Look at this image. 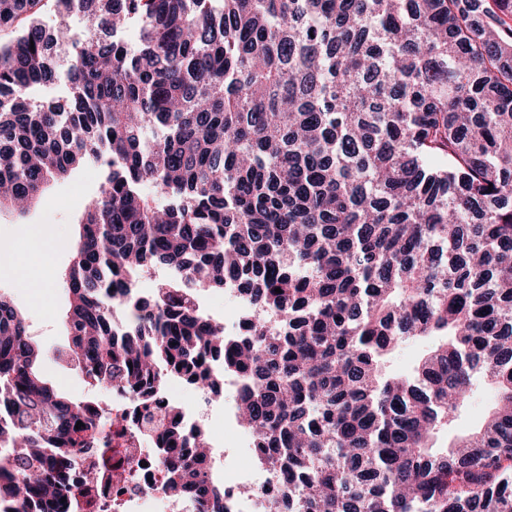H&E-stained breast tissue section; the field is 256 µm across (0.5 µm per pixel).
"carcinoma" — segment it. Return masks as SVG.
Listing matches in <instances>:
<instances>
[{
  "label": "carcinoma",
  "instance_id": "1",
  "mask_svg": "<svg viewBox=\"0 0 512 512\" xmlns=\"http://www.w3.org/2000/svg\"><path fill=\"white\" fill-rule=\"evenodd\" d=\"M52 2L47 27L43 0H0V210L103 167L58 350L91 390L42 375L0 294V512L87 494L96 473H66L108 461L102 390L159 429L167 493L224 512L174 379L240 386L256 464L283 483L270 512H512V0ZM61 66L66 96L37 98ZM157 265L173 275L152 297L129 293ZM231 279L252 304L239 333L199 307ZM423 336L443 341L411 374L384 370ZM478 380L495 411L436 447Z\"/></svg>",
  "mask_w": 512,
  "mask_h": 512
}]
</instances>
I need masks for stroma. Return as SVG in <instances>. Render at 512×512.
Instances as JSON below:
<instances>
[{"label":"stroma","instance_id":"stroma-1","mask_svg":"<svg viewBox=\"0 0 512 512\" xmlns=\"http://www.w3.org/2000/svg\"><path fill=\"white\" fill-rule=\"evenodd\" d=\"M103 181L101 168L88 164L68 177L53 183L40 205L33 207L25 218L12 214L0 215V261L22 264L32 278L43 281L46 294H38L16 278L0 279V294L9 297L22 311L31 336L48 351L41 369L58 389L73 398L85 394L81 374L56 355L66 342L62 315L67 305L62 273L70 254L67 244L76 232L77 218L87 201ZM39 232L42 246L29 243L32 232Z\"/></svg>","mask_w":512,"mask_h":512}]
</instances>
